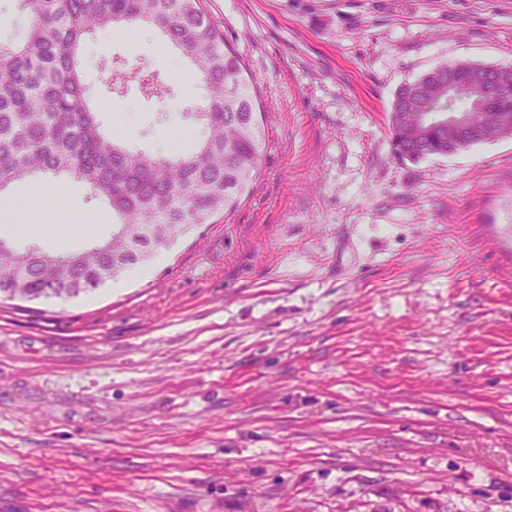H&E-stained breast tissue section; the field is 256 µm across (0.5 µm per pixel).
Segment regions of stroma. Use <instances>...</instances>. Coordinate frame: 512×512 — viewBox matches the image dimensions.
<instances>
[{
  "label": "stroma",
  "instance_id": "stroma-1",
  "mask_svg": "<svg viewBox=\"0 0 512 512\" xmlns=\"http://www.w3.org/2000/svg\"><path fill=\"white\" fill-rule=\"evenodd\" d=\"M266 113L260 177L144 278L0 299V512H512V138L417 163L396 89L512 67V0H207ZM174 94L105 92L100 59ZM128 143L169 148L202 94L151 28L91 35ZM0 238H105L86 184L7 191Z\"/></svg>",
  "mask_w": 512,
  "mask_h": 512
}]
</instances>
